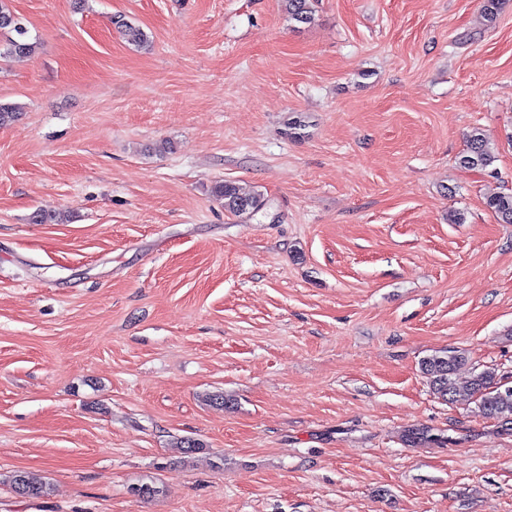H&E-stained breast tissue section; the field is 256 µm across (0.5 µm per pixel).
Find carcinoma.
Here are the masks:
<instances>
[{"label":"carcinoma","mask_w":512,"mask_h":512,"mask_svg":"<svg viewBox=\"0 0 512 512\" xmlns=\"http://www.w3.org/2000/svg\"><path fill=\"white\" fill-rule=\"evenodd\" d=\"M288 18L298 24H310L314 20L315 0H283ZM127 43L147 49L151 45L144 30L127 20L116 21ZM0 60L8 61L32 53L36 43L28 38V30L20 25L9 0H0ZM469 147L460 157L461 166L481 171L491 177L498 175L494 167L495 153L489 146L484 131L477 127L468 135ZM212 196L224 204V210L234 214L256 215L266 202L262 194L245 191L233 183L220 182L212 190ZM486 207L494 213L501 224H512V192L499 193L486 199ZM465 363V356L448 350L437 351L421 360V371L429 379L433 391L445 401H455L461 396L475 400L478 413L486 419L496 421L504 427L512 425V386H504L495 380L494 372L484 370L473 374L465 384H460L456 374ZM409 446L421 443L443 444L446 438L431 433L425 428H412L404 435ZM13 491L21 497L37 499L48 495L49 486L32 474L18 470L9 477Z\"/></svg>","instance_id":"carcinoma-1"}]
</instances>
